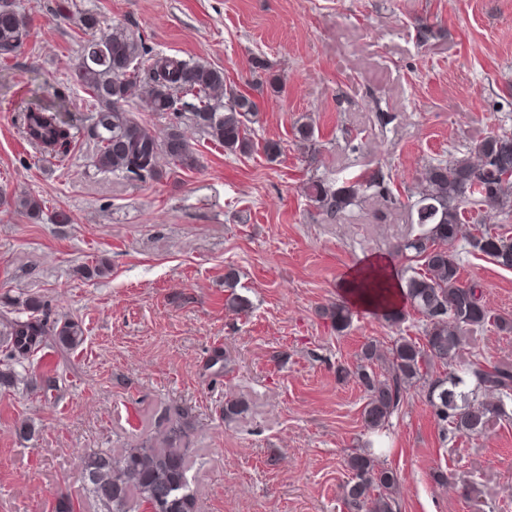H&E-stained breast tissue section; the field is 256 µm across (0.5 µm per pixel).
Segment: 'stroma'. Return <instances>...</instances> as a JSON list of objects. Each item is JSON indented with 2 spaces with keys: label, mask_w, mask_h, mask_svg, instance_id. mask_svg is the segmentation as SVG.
I'll list each match as a JSON object with an SVG mask.
<instances>
[{
  "label": "stroma",
  "mask_w": 512,
  "mask_h": 512,
  "mask_svg": "<svg viewBox=\"0 0 512 512\" xmlns=\"http://www.w3.org/2000/svg\"><path fill=\"white\" fill-rule=\"evenodd\" d=\"M57 2L16 0L29 36L0 63V314L37 295L50 318L81 320L85 341L32 358L54 390L0 393V512H51L66 493L99 512L82 490L83 450L120 451L175 404L196 428L199 512H347L345 460L372 434L362 388L336 367H354L368 340L421 336L422 324L391 327L360 306L339 334L317 311L369 259L401 270L395 246L410 226L396 208L378 223L368 196L325 220L303 187L313 174L383 169L402 189L432 158L512 132V0H75L99 15L89 35L55 15ZM118 23L154 51L222 68L241 90L255 84V59L268 60L283 89L259 94L254 140L280 141L282 156L228 155L188 125L197 168L148 183L97 172L90 97L73 67L87 38ZM59 91L77 127L61 160L41 157L16 120ZM304 114L322 145L311 166L293 135ZM26 193L44 200L40 219L15 208ZM61 210L71 223H54ZM451 251L463 283L512 322V269L462 240ZM100 259L109 273L87 277ZM231 268L248 313L224 308ZM217 349L228 366L212 365ZM464 357L512 362V332H477ZM230 389L250 404L232 420L221 412ZM506 411L485 435L450 441L411 391L379 435L401 512H512V403Z\"/></svg>",
  "instance_id": "stroma-1"
}]
</instances>
